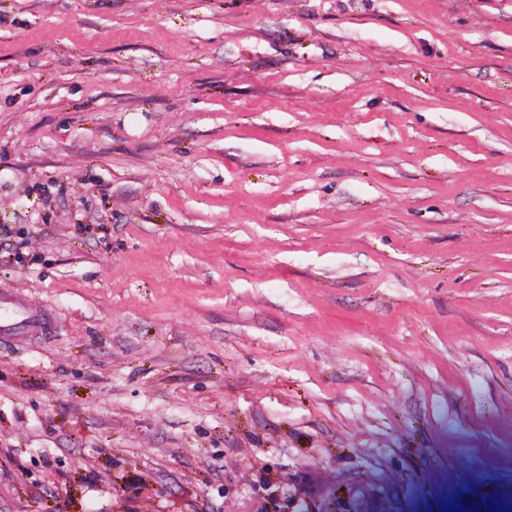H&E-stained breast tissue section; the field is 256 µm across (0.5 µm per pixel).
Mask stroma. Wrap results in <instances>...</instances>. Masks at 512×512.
<instances>
[{
	"mask_svg": "<svg viewBox=\"0 0 512 512\" xmlns=\"http://www.w3.org/2000/svg\"><path fill=\"white\" fill-rule=\"evenodd\" d=\"M0 290V512H512V0H0ZM17 317L20 320L16 321ZM18 327L31 336H38L49 330L50 318L43 312L30 310L20 297L0 294L1 334H10Z\"/></svg>",
	"mask_w": 512,
	"mask_h": 512,
	"instance_id": "1",
	"label": "stroma"
}]
</instances>
